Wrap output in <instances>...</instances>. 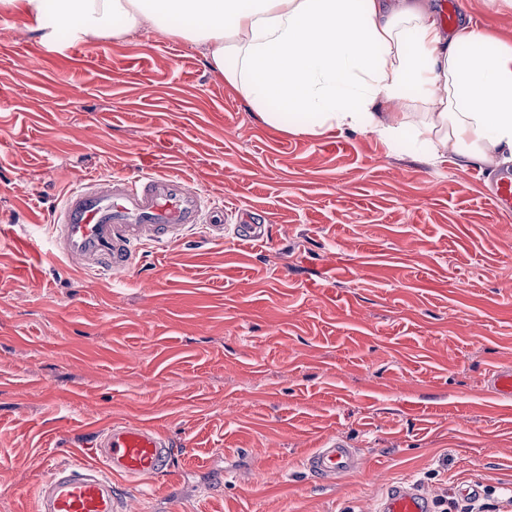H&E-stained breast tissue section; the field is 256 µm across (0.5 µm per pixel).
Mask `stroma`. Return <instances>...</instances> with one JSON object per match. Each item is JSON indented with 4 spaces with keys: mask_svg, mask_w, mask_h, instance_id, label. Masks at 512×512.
<instances>
[{
    "mask_svg": "<svg viewBox=\"0 0 512 512\" xmlns=\"http://www.w3.org/2000/svg\"><path fill=\"white\" fill-rule=\"evenodd\" d=\"M512 47V0H461ZM44 50L0 10V512L112 420L175 444L129 512H374L406 480L478 482L512 512V214L454 150L263 123L185 40L139 30ZM186 177L229 213L111 280L53 258L51 215L92 176ZM268 235L243 241L238 213ZM336 435L338 483L302 461ZM487 385L497 397L512 398V367H496L487 375Z\"/></svg>",
    "mask_w": 512,
    "mask_h": 512,
    "instance_id": "stroma-1",
    "label": "stroma"
}]
</instances>
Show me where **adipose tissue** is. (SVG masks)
Wrapping results in <instances>:
<instances>
[{
  "label": "adipose tissue",
  "mask_w": 512,
  "mask_h": 512,
  "mask_svg": "<svg viewBox=\"0 0 512 512\" xmlns=\"http://www.w3.org/2000/svg\"><path fill=\"white\" fill-rule=\"evenodd\" d=\"M33 14L43 42L166 30L201 47L262 120L410 140L436 160L512 164V48L470 26L446 32L428 0H0ZM181 26H171V19ZM420 104L422 113L411 112Z\"/></svg>",
  "instance_id": "ef3b65f1"
}]
</instances>
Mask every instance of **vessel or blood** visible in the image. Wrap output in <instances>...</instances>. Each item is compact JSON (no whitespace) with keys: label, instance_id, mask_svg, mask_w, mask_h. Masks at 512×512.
I'll list each match as a JSON object with an SVG mask.
<instances>
[{"label":"vessel or blood","instance_id":"vessel-or-blood-1","mask_svg":"<svg viewBox=\"0 0 512 512\" xmlns=\"http://www.w3.org/2000/svg\"><path fill=\"white\" fill-rule=\"evenodd\" d=\"M492 199L498 209L512 212V176L497 178ZM223 233L224 207L180 176L92 177L71 189L54 211L50 224L53 251L86 273L104 278L137 266L146 248L181 242L192 227ZM487 385L499 397L512 398V367H497ZM91 446L95 466H54L38 490V512H126V503L112 485L114 478L133 481L168 471L171 441L156 430L115 422L98 432ZM361 454L331 437L305 457L306 470L334 480L360 465ZM378 512H433L416 485L391 488Z\"/></svg>","mask_w":512,"mask_h":512}]
</instances>
